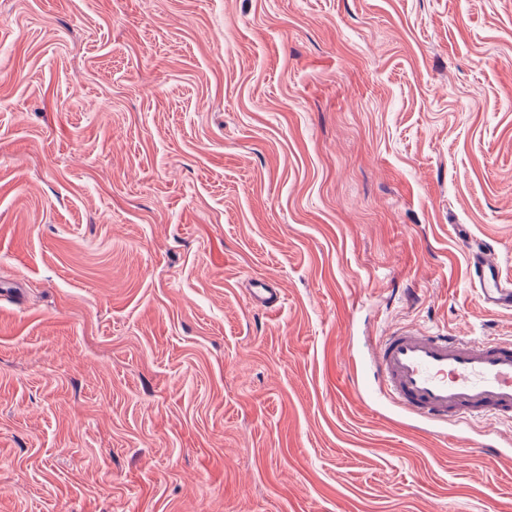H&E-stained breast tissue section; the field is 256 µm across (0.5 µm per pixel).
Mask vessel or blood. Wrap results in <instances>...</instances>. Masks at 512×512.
<instances>
[{
  "mask_svg": "<svg viewBox=\"0 0 512 512\" xmlns=\"http://www.w3.org/2000/svg\"><path fill=\"white\" fill-rule=\"evenodd\" d=\"M468 279L485 309L512 312V279L492 247L470 250ZM250 304L271 311L280 295L254 281ZM368 390L383 392L406 416L441 428L512 421V342L398 328L378 337L368 358Z\"/></svg>",
  "mask_w": 512,
  "mask_h": 512,
  "instance_id": "obj_1",
  "label": "vessel or blood"
}]
</instances>
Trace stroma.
<instances>
[{
    "mask_svg": "<svg viewBox=\"0 0 512 512\" xmlns=\"http://www.w3.org/2000/svg\"><path fill=\"white\" fill-rule=\"evenodd\" d=\"M460 224L512 279V0H0V512H512L356 394L512 340ZM248 292L249 302L256 309L271 311L280 306V295L276 288L264 280H255Z\"/></svg>",
    "mask_w": 512,
    "mask_h": 512,
    "instance_id": "obj_1",
    "label": "stroma"
}]
</instances>
